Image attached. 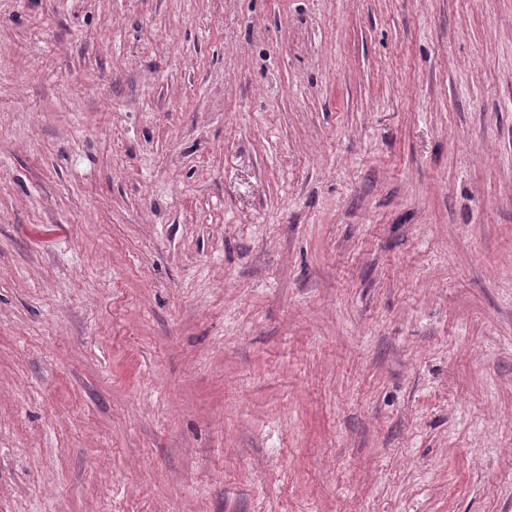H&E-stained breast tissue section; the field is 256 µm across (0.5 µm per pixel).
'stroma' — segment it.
I'll use <instances>...</instances> for the list:
<instances>
[{
	"mask_svg": "<svg viewBox=\"0 0 512 512\" xmlns=\"http://www.w3.org/2000/svg\"><path fill=\"white\" fill-rule=\"evenodd\" d=\"M0 512H512V0H0Z\"/></svg>",
	"mask_w": 512,
	"mask_h": 512,
	"instance_id": "stroma-1",
	"label": "stroma"
}]
</instances>
